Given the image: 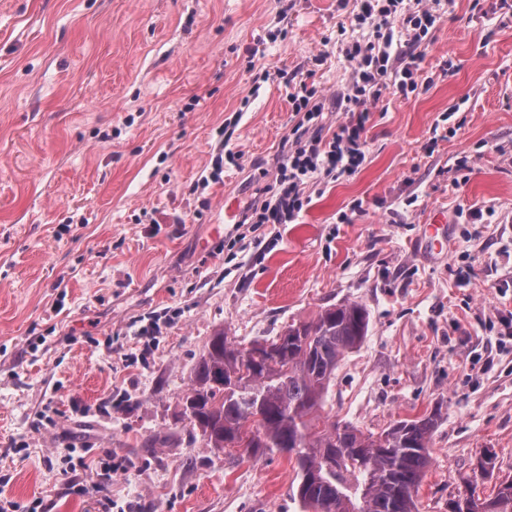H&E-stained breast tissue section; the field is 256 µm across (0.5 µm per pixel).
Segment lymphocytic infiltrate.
<instances>
[{
  "label": "lymphocytic infiltrate",
  "mask_w": 512,
  "mask_h": 512,
  "mask_svg": "<svg viewBox=\"0 0 512 512\" xmlns=\"http://www.w3.org/2000/svg\"><path fill=\"white\" fill-rule=\"evenodd\" d=\"M440 18L423 0L416 5L407 0H360L355 21L367 29L368 37L350 43L344 53L353 69V82L343 96L346 118L328 130L325 104L315 89L303 83L290 93L297 117L292 140L276 167L275 192L245 216L252 228L294 223L307 202L304 189L310 181L322 174L339 179L362 166L371 106L387 90L404 97L418 90L421 48Z\"/></svg>",
  "instance_id": "f902f5d3"
}]
</instances>
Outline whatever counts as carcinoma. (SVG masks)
Returning <instances> with one entry per match:
<instances>
[{
    "instance_id": "obj_1",
    "label": "carcinoma",
    "mask_w": 512,
    "mask_h": 512,
    "mask_svg": "<svg viewBox=\"0 0 512 512\" xmlns=\"http://www.w3.org/2000/svg\"><path fill=\"white\" fill-rule=\"evenodd\" d=\"M367 331V311L354 302L288 326L281 341L244 346L217 334L182 398L192 435L212 450L294 457L293 494L306 512H417L438 413L396 421L377 434L321 414L339 363ZM451 512H512V481L482 502L458 497Z\"/></svg>"
}]
</instances>
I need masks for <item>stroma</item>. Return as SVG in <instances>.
Returning a JSON list of instances; mask_svg holds the SVG:
<instances>
[{
  "instance_id": "stroma-1",
  "label": "stroma",
  "mask_w": 512,
  "mask_h": 512,
  "mask_svg": "<svg viewBox=\"0 0 512 512\" xmlns=\"http://www.w3.org/2000/svg\"><path fill=\"white\" fill-rule=\"evenodd\" d=\"M358 9L0 0V501L302 512L286 454L205 448L181 399L216 333L246 345L346 302L369 330L325 412L378 433L439 411L418 512L512 481V0H447L429 85L384 94L363 165L318 178L295 223L253 232L224 210L274 192L292 84L343 120ZM115 457L128 473L102 471Z\"/></svg>"
}]
</instances>
